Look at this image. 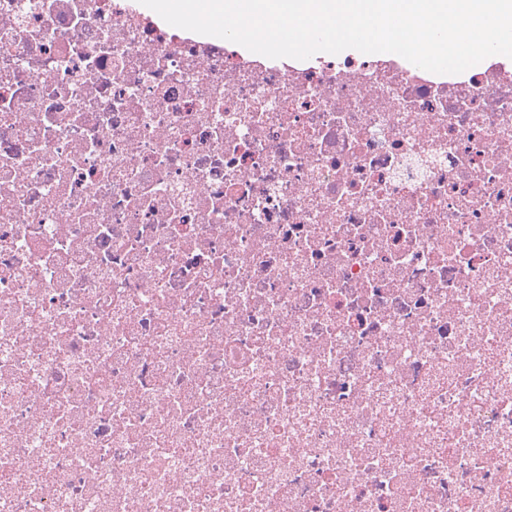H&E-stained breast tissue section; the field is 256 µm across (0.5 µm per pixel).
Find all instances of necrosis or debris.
I'll return each mask as SVG.
<instances>
[{
    "label": "necrosis or debris",
    "mask_w": 512,
    "mask_h": 512,
    "mask_svg": "<svg viewBox=\"0 0 512 512\" xmlns=\"http://www.w3.org/2000/svg\"><path fill=\"white\" fill-rule=\"evenodd\" d=\"M0 512H512V67L0 0Z\"/></svg>",
    "instance_id": "necrosis-or-debris-1"
}]
</instances>
